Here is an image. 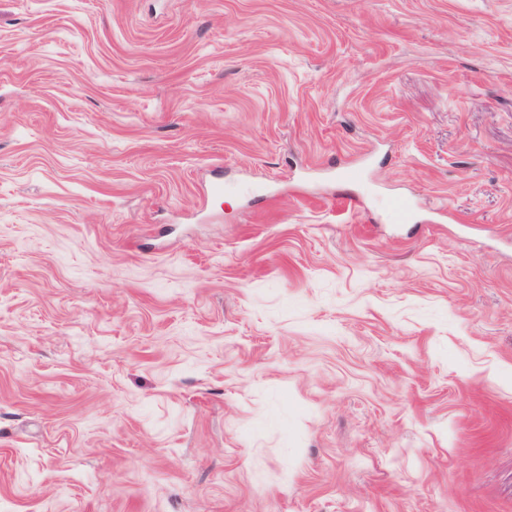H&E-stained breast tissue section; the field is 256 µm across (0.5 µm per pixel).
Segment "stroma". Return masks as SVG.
Here are the masks:
<instances>
[{"instance_id":"1","label":"stroma","mask_w":512,"mask_h":512,"mask_svg":"<svg viewBox=\"0 0 512 512\" xmlns=\"http://www.w3.org/2000/svg\"><path fill=\"white\" fill-rule=\"evenodd\" d=\"M0 512H512V0H0Z\"/></svg>"}]
</instances>
